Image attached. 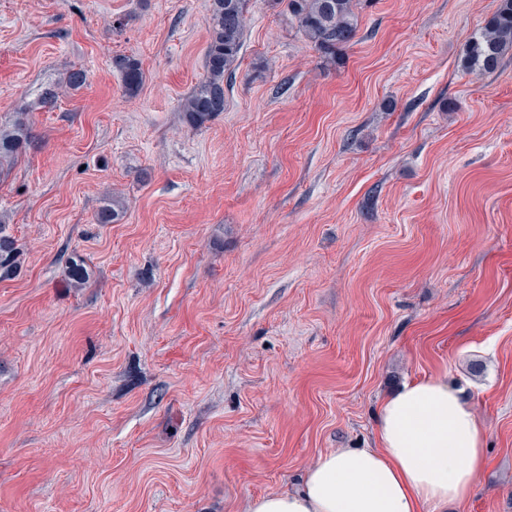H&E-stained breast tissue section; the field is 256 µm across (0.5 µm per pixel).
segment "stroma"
<instances>
[{
	"label": "stroma",
	"mask_w": 512,
	"mask_h": 512,
	"mask_svg": "<svg viewBox=\"0 0 512 512\" xmlns=\"http://www.w3.org/2000/svg\"><path fill=\"white\" fill-rule=\"evenodd\" d=\"M499 3L362 0L332 58L249 0L196 128L209 0H0V124L32 126L0 175V512H247L433 377L486 456L445 512H512V48L462 61ZM115 68L120 72L125 91L135 95L144 82V71L140 62L133 57H117L113 60ZM5 224H0V278L8 277L21 264L23 251L17 247L16 241L5 234Z\"/></svg>",
	"instance_id": "obj_1"
}]
</instances>
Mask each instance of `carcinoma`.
Masks as SVG:
<instances>
[{
	"instance_id": "1",
	"label": "carcinoma",
	"mask_w": 512,
	"mask_h": 512,
	"mask_svg": "<svg viewBox=\"0 0 512 512\" xmlns=\"http://www.w3.org/2000/svg\"><path fill=\"white\" fill-rule=\"evenodd\" d=\"M249 0H211L210 38L205 52V74L182 105L185 120L203 127L224 111V79L235 73L240 60L242 38L247 22ZM271 7L284 6L290 24L321 53L334 56L356 36L359 0H269ZM512 47V0L500 5L482 28L465 45L464 68L470 72H490L497 68L502 52ZM120 72L125 91L133 96L142 87L144 71L133 57L113 60ZM32 136L27 114L19 112L13 121L0 125V173L12 168L30 143ZM122 217L119 202L100 207L98 221L117 222ZM23 251L5 234L0 224V278L15 272L21 264ZM66 277L75 285L88 281L84 261L74 260L67 267Z\"/></svg>"
}]
</instances>
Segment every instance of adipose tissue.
Here are the masks:
<instances>
[{
    "mask_svg": "<svg viewBox=\"0 0 512 512\" xmlns=\"http://www.w3.org/2000/svg\"><path fill=\"white\" fill-rule=\"evenodd\" d=\"M376 445L324 454L294 492L248 512H441L467 499L486 464L482 429L441 378L404 383L378 406Z\"/></svg>",
    "mask_w": 512,
    "mask_h": 512,
    "instance_id": "1",
    "label": "adipose tissue"
}]
</instances>
